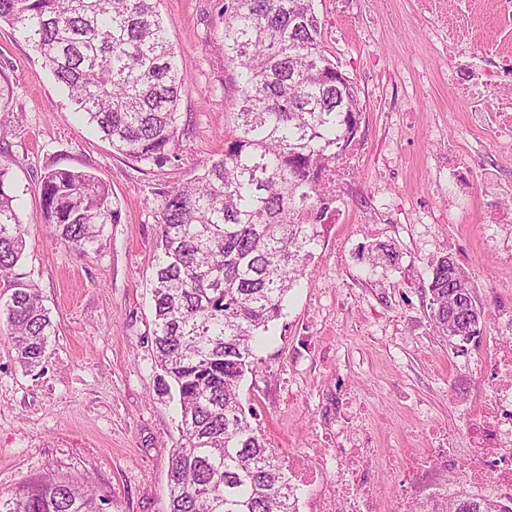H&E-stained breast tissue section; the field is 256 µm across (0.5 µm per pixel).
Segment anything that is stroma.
<instances>
[{"label": "stroma", "instance_id": "35a3bbf8", "mask_svg": "<svg viewBox=\"0 0 512 512\" xmlns=\"http://www.w3.org/2000/svg\"><path fill=\"white\" fill-rule=\"evenodd\" d=\"M218 0H160L189 80L181 93L177 161L134 162L80 120L63 88L11 27L0 22V79L12 88L0 140L10 159L26 248L13 279L33 285L54 325L38 368H23L0 339V492L56 478L89 482L103 512H169L176 398L161 394L153 356L151 283L160 227L150 202L202 173L224 152L233 94ZM327 55L354 81L363 105L348 198L271 323L240 385L250 421L281 458L316 451L335 477L343 435L366 433L374 486L396 482L427 435L454 437L448 480L467 458L463 432L486 373L481 348L448 341L430 320L431 266L451 255L468 274L497 337L498 301L512 297V260L494 249L474 190L458 217L442 159L449 142L477 137L471 104L455 95L444 63L448 30L472 46L495 40L491 0L462 16L448 0H316ZM51 168L107 184L120 219L79 254L43 224L40 181ZM378 244L398 264L365 256Z\"/></svg>", "mask_w": 512, "mask_h": 512}]
</instances>
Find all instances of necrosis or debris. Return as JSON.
<instances>
[{
    "label": "necrosis or debris",
    "mask_w": 512,
    "mask_h": 512,
    "mask_svg": "<svg viewBox=\"0 0 512 512\" xmlns=\"http://www.w3.org/2000/svg\"><path fill=\"white\" fill-rule=\"evenodd\" d=\"M447 65L450 84L459 94L472 98L474 110L482 116L483 138L493 141L499 157L512 164V99L499 95L500 88L512 86V57L503 54L492 61L486 51H469L452 37ZM482 362L489 372V393L479 413L467 420L468 462L463 477L475 499L506 501L512 499V344L485 343ZM368 444L365 437L343 442L339 449L343 463L332 480L308 456L289 459L292 486L330 485L329 497L308 502L309 512H333L339 503L345 504L346 512H379L380 497L365 484ZM445 462L438 448L416 458L409 474L398 481L399 499L420 502L424 512H439L452 497L450 484L442 478Z\"/></svg>",
    "instance_id": "obj_1"
}]
</instances>
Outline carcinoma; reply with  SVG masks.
Returning a JSON list of instances; mask_svg holds the SVG:
<instances>
[{
  "label": "carcinoma",
  "mask_w": 512,
  "mask_h": 512,
  "mask_svg": "<svg viewBox=\"0 0 512 512\" xmlns=\"http://www.w3.org/2000/svg\"><path fill=\"white\" fill-rule=\"evenodd\" d=\"M159 0H0V21L39 55L112 148L158 168L177 159L178 105L187 74L157 10ZM315 0H224L229 100L224 154L158 200L153 343L160 390L176 393L181 441L170 470L169 512H289L288 472L253 428L239 386L256 369L261 333L281 316L319 243V225L295 223L306 207L321 218L335 200L319 175L343 156L360 108L355 85L336 83L322 46ZM9 163L0 161V275L18 263L26 229L17 216ZM40 193L44 223L86 253L119 220L95 176L50 169ZM369 260L398 252L375 246ZM5 337L32 370L53 324L36 289L13 284ZM440 335H481L469 276L439 257L428 284ZM89 485L45 480L11 495L0 512H100ZM452 512H512L507 503L457 496Z\"/></svg>",
  "instance_id": "cac0c4a2"
}]
</instances>
